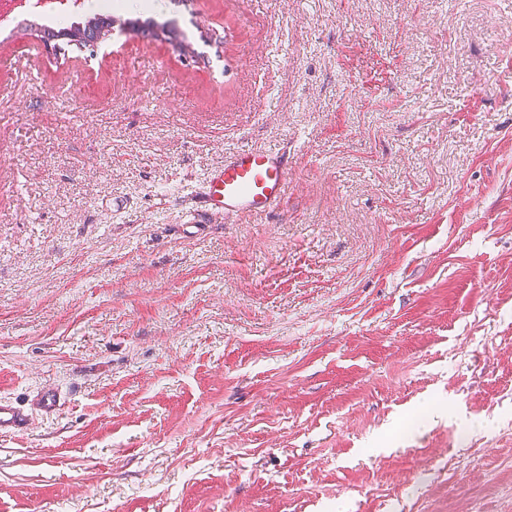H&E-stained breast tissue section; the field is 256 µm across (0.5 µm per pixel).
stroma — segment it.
Instances as JSON below:
<instances>
[{
	"mask_svg": "<svg viewBox=\"0 0 512 512\" xmlns=\"http://www.w3.org/2000/svg\"><path fill=\"white\" fill-rule=\"evenodd\" d=\"M145 2L0 24V512H512V0ZM114 20V17L110 19L103 15L95 14L91 19L85 20L84 22H71L69 26L59 28L56 32L51 34L54 36H62L67 44L75 42L73 44L77 47L80 45L86 47V43L82 40L84 36L95 42L106 39ZM107 21L108 23H106ZM81 32L82 37L80 36V38L75 40L69 38V36H73L76 33L81 35ZM87 33L88 35L86 36ZM130 28L136 31H140L143 27L147 26L152 29V33L150 34L151 38L154 39H164L170 42H176L181 44V34L178 30L172 26L167 24H159L157 22L149 21L147 23L140 22L138 19H126L124 21ZM287 179L288 163L278 152L240 149L207 173L194 201L193 219L207 224L217 214L270 213L284 201ZM28 414L10 401L0 400V433H18L27 430Z\"/></svg>",
	"mask_w": 512,
	"mask_h": 512,
	"instance_id": "stroma-1",
	"label": "stroma"
}]
</instances>
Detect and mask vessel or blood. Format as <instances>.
<instances>
[{
    "label": "vessel or blood",
    "mask_w": 512,
    "mask_h": 512,
    "mask_svg": "<svg viewBox=\"0 0 512 512\" xmlns=\"http://www.w3.org/2000/svg\"><path fill=\"white\" fill-rule=\"evenodd\" d=\"M288 163L269 149L244 148L224 158L206 175L193 209L195 222L207 223L217 214H264L283 202ZM28 416L12 402L0 400V433L27 430Z\"/></svg>",
    "instance_id": "obj_1"
}]
</instances>
